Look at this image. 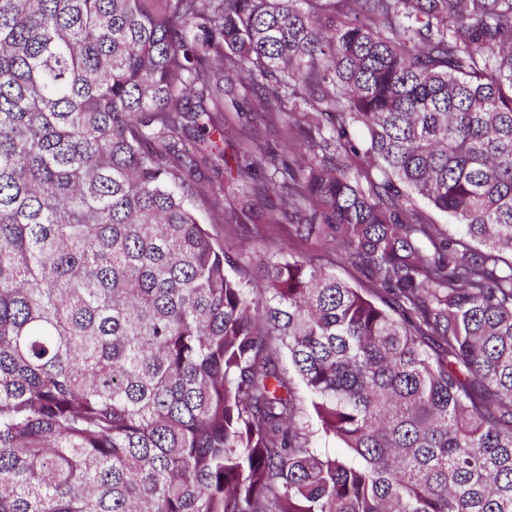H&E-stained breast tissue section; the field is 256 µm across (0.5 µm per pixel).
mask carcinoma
<instances>
[{
	"label": "carcinoma",
	"instance_id": "cac0c4a2",
	"mask_svg": "<svg viewBox=\"0 0 512 512\" xmlns=\"http://www.w3.org/2000/svg\"><path fill=\"white\" fill-rule=\"evenodd\" d=\"M235 81L364 286L200 223ZM0 512H512V0H0Z\"/></svg>",
	"mask_w": 512,
	"mask_h": 512
}]
</instances>
